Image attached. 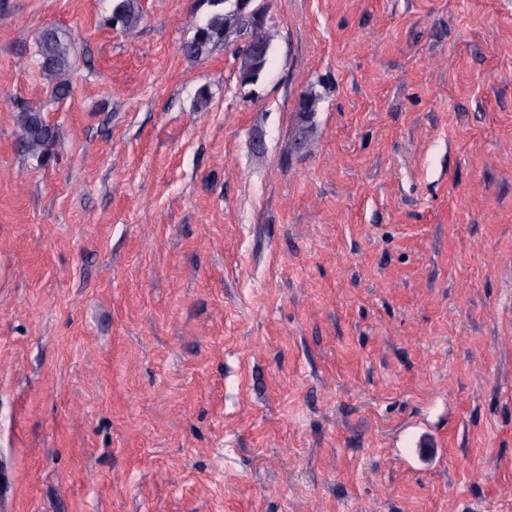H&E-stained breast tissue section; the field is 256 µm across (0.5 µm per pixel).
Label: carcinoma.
<instances>
[{
	"instance_id": "obj_1",
	"label": "carcinoma",
	"mask_w": 512,
	"mask_h": 512,
	"mask_svg": "<svg viewBox=\"0 0 512 512\" xmlns=\"http://www.w3.org/2000/svg\"><path fill=\"white\" fill-rule=\"evenodd\" d=\"M213 11L202 23L195 26L192 39L185 43L183 51L192 57H200L218 45L225 44L232 35L257 38L263 52L255 54L246 49L239 51L241 83L256 81L267 63L270 39L264 14L247 8L249 0H210ZM114 21L128 32L135 30L141 14L134 0H118L112 9ZM71 42L55 28H46L38 39L36 64L54 80L53 93L65 96L70 92L72 65L70 60ZM16 125L20 141L26 152L43 159L52 148L57 131L33 108H23L16 113Z\"/></svg>"
}]
</instances>
